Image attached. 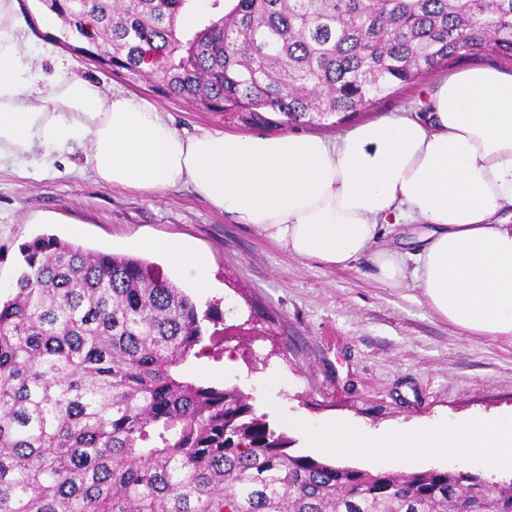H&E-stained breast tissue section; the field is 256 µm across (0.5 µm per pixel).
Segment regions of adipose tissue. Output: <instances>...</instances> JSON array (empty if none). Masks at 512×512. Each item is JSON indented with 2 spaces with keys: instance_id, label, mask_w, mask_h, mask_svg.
Here are the masks:
<instances>
[{
  "instance_id": "ef3b65f1",
  "label": "adipose tissue",
  "mask_w": 512,
  "mask_h": 512,
  "mask_svg": "<svg viewBox=\"0 0 512 512\" xmlns=\"http://www.w3.org/2000/svg\"><path fill=\"white\" fill-rule=\"evenodd\" d=\"M15 0H0V165L46 173L58 151L83 149L80 173L142 193L186 185L284 251L336 269L371 258L379 277L422 289L449 323L512 336V73L454 72L423 112H394L342 135L179 132L148 99L105 93L57 61L19 52ZM423 227L412 250L380 245L386 227ZM195 288L207 259L184 238H144ZM309 447L344 457L419 461L448 455L512 470V415L369 431L334 420Z\"/></svg>"
}]
</instances>
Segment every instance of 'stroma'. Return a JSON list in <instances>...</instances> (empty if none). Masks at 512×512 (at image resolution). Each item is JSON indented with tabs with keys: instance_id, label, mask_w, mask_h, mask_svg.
I'll list each match as a JSON object with an SVG mask.
<instances>
[{
	"instance_id": "35a3bbf8",
	"label": "stroma",
	"mask_w": 512,
	"mask_h": 512,
	"mask_svg": "<svg viewBox=\"0 0 512 512\" xmlns=\"http://www.w3.org/2000/svg\"><path fill=\"white\" fill-rule=\"evenodd\" d=\"M29 57L55 44L61 22L39 0H16ZM78 75L105 92L123 91L155 102L179 130L217 129L277 135L242 112H203L181 99L162 98L147 82L131 84L96 59L64 48ZM512 70L498 54L462 56L442 63L360 112L333 122L296 124L301 133L334 137L392 112L420 111L425 90L472 66ZM81 154L62 152L55 172L29 177L0 170V283L12 284L20 248L54 235L88 250L143 257L182 288L198 308H214L217 336L189 373L215 387H238L256 414L287 432L289 420L321 427L330 419L370 429L416 421L455 422L512 411V337L472 336L448 323L418 288L382 282L369 259L346 269L293 257L245 224L213 209L188 186L153 194L108 188L66 167ZM142 236H183L209 258L212 286L199 292L158 254L144 253ZM232 353L233 368L224 355Z\"/></svg>"
}]
</instances>
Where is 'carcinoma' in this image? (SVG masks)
<instances>
[{
  "mask_svg": "<svg viewBox=\"0 0 512 512\" xmlns=\"http://www.w3.org/2000/svg\"><path fill=\"white\" fill-rule=\"evenodd\" d=\"M128 82L289 125L358 112L460 56L512 57V0H40ZM0 300V512H512V479L288 452L186 365L215 321L130 255L54 236Z\"/></svg>",
  "mask_w": 512,
  "mask_h": 512,
  "instance_id": "1",
  "label": "carcinoma"
}]
</instances>
